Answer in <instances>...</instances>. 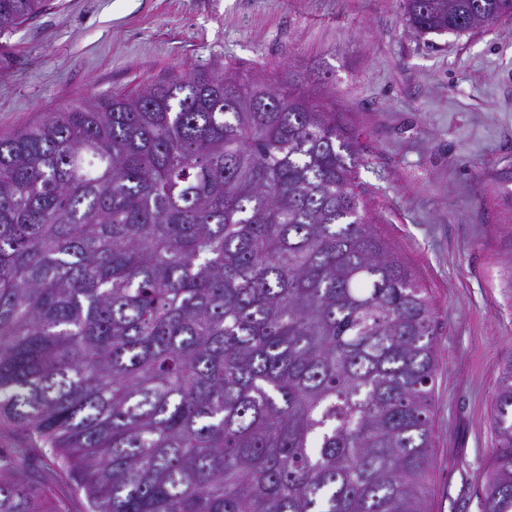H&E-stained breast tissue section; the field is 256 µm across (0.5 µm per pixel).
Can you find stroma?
I'll return each mask as SVG.
<instances>
[{
	"mask_svg": "<svg viewBox=\"0 0 512 512\" xmlns=\"http://www.w3.org/2000/svg\"><path fill=\"white\" fill-rule=\"evenodd\" d=\"M199 72L288 81L352 135L372 230L434 312L430 510L480 512L512 353V17L422 35L400 0H48L0 33V136Z\"/></svg>",
	"mask_w": 512,
	"mask_h": 512,
	"instance_id": "35a3bbf8",
	"label": "stroma"
}]
</instances>
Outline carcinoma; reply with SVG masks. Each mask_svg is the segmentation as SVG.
I'll return each mask as SVG.
<instances>
[{
  "instance_id": "carcinoma-1",
  "label": "carcinoma",
  "mask_w": 512,
  "mask_h": 512,
  "mask_svg": "<svg viewBox=\"0 0 512 512\" xmlns=\"http://www.w3.org/2000/svg\"><path fill=\"white\" fill-rule=\"evenodd\" d=\"M46 0H0V31ZM461 34L512 0H402ZM288 86L177 75L0 138V512H430L434 313ZM483 512H512V358ZM55 470V480L67 490L64 499L53 500L52 510L57 512H88V502L85 493L77 489L72 478L65 472Z\"/></svg>"
}]
</instances>
